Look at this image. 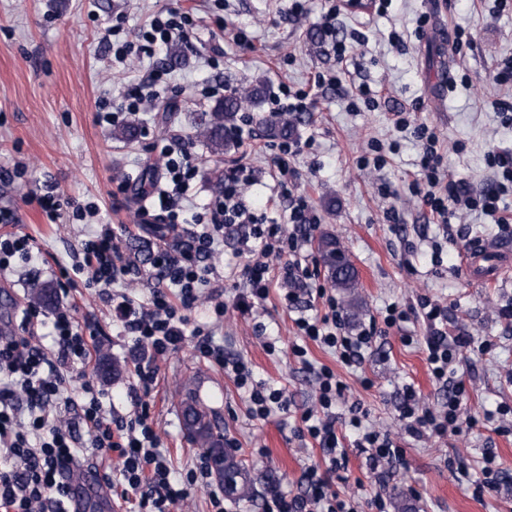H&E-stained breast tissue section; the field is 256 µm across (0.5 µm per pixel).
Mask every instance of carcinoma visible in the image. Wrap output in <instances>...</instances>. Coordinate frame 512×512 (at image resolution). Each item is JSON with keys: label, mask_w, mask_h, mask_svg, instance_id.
Instances as JSON below:
<instances>
[{"label": "carcinoma", "mask_w": 512, "mask_h": 512, "mask_svg": "<svg viewBox=\"0 0 512 512\" xmlns=\"http://www.w3.org/2000/svg\"><path fill=\"white\" fill-rule=\"evenodd\" d=\"M259 96V88L244 87L234 94L219 99L210 111L200 116L197 132L211 151L224 150L238 112L257 100ZM293 127L294 120L286 115L266 122L268 135L277 139L288 138ZM318 248L325 257V265L329 269L333 286L347 291L355 290L357 288L355 269L345 252H336V240L325 236L319 240ZM181 414L184 428L192 432V443L201 448L206 457L211 459L219 479L224 481L229 478L235 483V489H240L244 468L224 448L221 436L215 430L209 413L190 389L186 390L181 402Z\"/></svg>", "instance_id": "cac0c4a2"}]
</instances>
